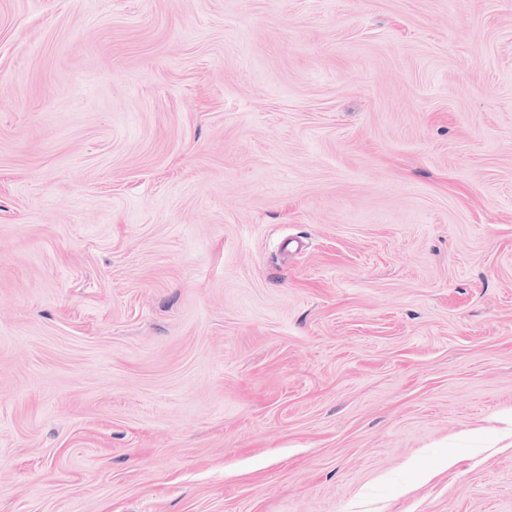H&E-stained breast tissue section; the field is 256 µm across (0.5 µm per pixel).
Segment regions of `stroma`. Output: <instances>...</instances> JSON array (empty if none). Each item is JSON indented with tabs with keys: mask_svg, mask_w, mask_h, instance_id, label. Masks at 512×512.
<instances>
[{
	"mask_svg": "<svg viewBox=\"0 0 512 512\" xmlns=\"http://www.w3.org/2000/svg\"><path fill=\"white\" fill-rule=\"evenodd\" d=\"M0 512H512V0H0Z\"/></svg>",
	"mask_w": 512,
	"mask_h": 512,
	"instance_id": "35a3bbf8",
	"label": "stroma"
}]
</instances>
